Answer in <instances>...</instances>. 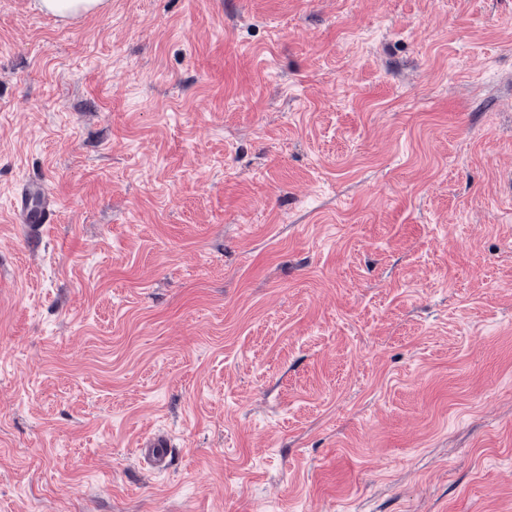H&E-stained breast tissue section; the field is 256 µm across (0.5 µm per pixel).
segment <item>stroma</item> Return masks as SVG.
Listing matches in <instances>:
<instances>
[{"label":"stroma","instance_id":"stroma-1","mask_svg":"<svg viewBox=\"0 0 512 512\" xmlns=\"http://www.w3.org/2000/svg\"><path fill=\"white\" fill-rule=\"evenodd\" d=\"M0 512H512V0H0ZM103 0H43L42 7L55 15H67L77 12H96ZM36 199L39 200L36 203ZM12 208L22 224H52L55 210L37 182H27L12 201ZM170 446L167 435L155 433L145 439L143 448H139V455L147 462L148 467L157 473H164L168 470Z\"/></svg>","mask_w":512,"mask_h":512}]
</instances>
